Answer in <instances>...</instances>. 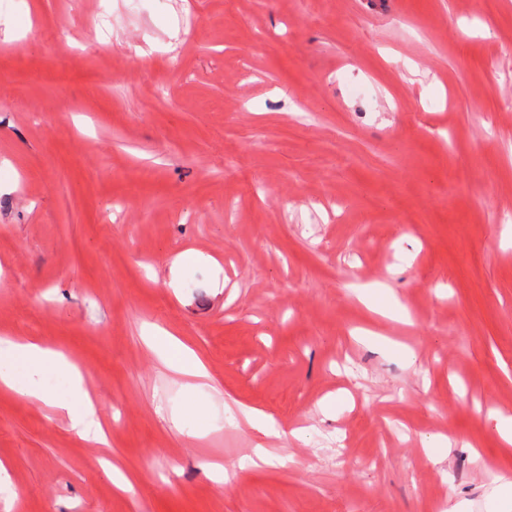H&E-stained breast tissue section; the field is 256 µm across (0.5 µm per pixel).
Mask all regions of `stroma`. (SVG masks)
Returning a JSON list of instances; mask_svg holds the SVG:
<instances>
[{
    "mask_svg": "<svg viewBox=\"0 0 512 512\" xmlns=\"http://www.w3.org/2000/svg\"><path fill=\"white\" fill-rule=\"evenodd\" d=\"M21 2L0 337L78 366L108 442L0 392V512H484L512 478V0ZM378 283L408 321L360 304ZM152 326L211 388L188 394ZM242 404L289 463L241 468ZM145 340L154 353L173 371L191 377L193 383L186 384L190 390L209 386V373L204 363L195 353L183 345L176 337L161 329L146 331Z\"/></svg>",
    "mask_w": 512,
    "mask_h": 512,
    "instance_id": "35a3bbf8",
    "label": "stroma"
}]
</instances>
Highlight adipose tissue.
Instances as JSON below:
<instances>
[{
  "label": "adipose tissue",
  "mask_w": 512,
  "mask_h": 512,
  "mask_svg": "<svg viewBox=\"0 0 512 512\" xmlns=\"http://www.w3.org/2000/svg\"><path fill=\"white\" fill-rule=\"evenodd\" d=\"M145 340L170 369L192 378L193 389L206 386L209 379L206 366L176 337L167 331L154 328L146 331ZM46 372H54L67 378L68 398L50 399L46 390L36 380L37 375ZM0 390L25 398L51 401L71 431L81 438L101 444L107 441L98 406L84 387L81 371L61 352L32 341L0 338ZM239 412L258 436L252 465L286 464V457L272 453L267 447L269 439L280 435L272 416L246 405L240 406Z\"/></svg>",
  "instance_id": "ef3b65f1"
}]
</instances>
